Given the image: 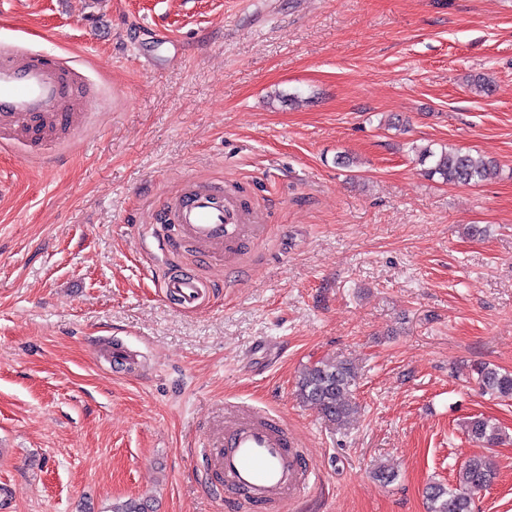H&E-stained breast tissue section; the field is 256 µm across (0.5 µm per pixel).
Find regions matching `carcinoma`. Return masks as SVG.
Listing matches in <instances>:
<instances>
[{"mask_svg": "<svg viewBox=\"0 0 512 512\" xmlns=\"http://www.w3.org/2000/svg\"><path fill=\"white\" fill-rule=\"evenodd\" d=\"M421 162H430L424 174L448 185L477 184L497 168L494 161L477 159L457 148L442 147L438 150L424 147L418 151ZM479 388L499 398H512V372L500 371L484 364L475 366ZM356 369L347 362L331 364L317 362L305 368L296 382L298 396L304 403L318 410L331 423H347L358 414V404L353 399ZM469 438L491 448L502 440L499 426L483 416L467 422ZM497 472L484 455L468 457L459 467L458 483L444 486L431 483L425 494L430 503L429 512H472V495L493 484Z\"/></svg>", "mask_w": 512, "mask_h": 512, "instance_id": "cac0c4a2", "label": "carcinoma"}]
</instances>
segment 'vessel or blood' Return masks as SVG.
I'll return each instance as SVG.
<instances>
[{"label": "vessel or blood", "mask_w": 512, "mask_h": 512, "mask_svg": "<svg viewBox=\"0 0 512 512\" xmlns=\"http://www.w3.org/2000/svg\"><path fill=\"white\" fill-rule=\"evenodd\" d=\"M65 71L49 54H0V143L23 134L32 144L47 131L72 126L62 110ZM251 204L242 196L211 185H195L171 204L170 223H156L152 236L171 253L193 244L201 259L238 254L260 240ZM162 288L186 310L206 302L211 285L188 273L164 276ZM211 466L224 492L247 512H282L309 482L304 455L287 428L274 419L245 408L228 409L224 423L206 436Z\"/></svg>", "instance_id": "1"}]
</instances>
